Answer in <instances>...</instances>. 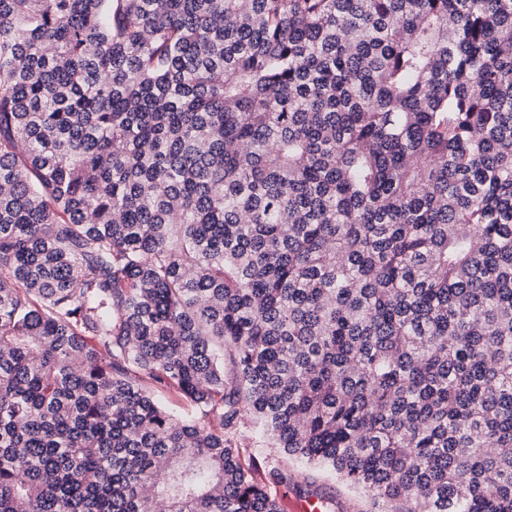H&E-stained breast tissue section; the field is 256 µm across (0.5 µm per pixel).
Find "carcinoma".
<instances>
[{
    "mask_svg": "<svg viewBox=\"0 0 512 512\" xmlns=\"http://www.w3.org/2000/svg\"><path fill=\"white\" fill-rule=\"evenodd\" d=\"M243 411L512 512V0H0V512H281Z\"/></svg>",
    "mask_w": 512,
    "mask_h": 512,
    "instance_id": "carcinoma-1",
    "label": "carcinoma"
}]
</instances>
